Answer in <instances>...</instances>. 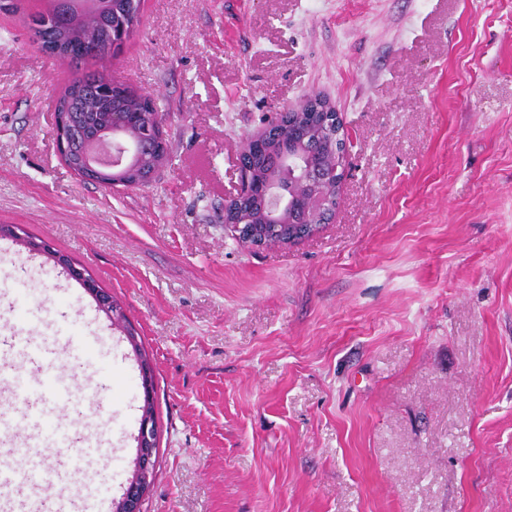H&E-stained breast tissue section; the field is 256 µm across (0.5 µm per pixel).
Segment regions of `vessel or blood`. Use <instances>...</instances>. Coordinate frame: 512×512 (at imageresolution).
I'll return each instance as SVG.
<instances>
[{"mask_svg":"<svg viewBox=\"0 0 512 512\" xmlns=\"http://www.w3.org/2000/svg\"><path fill=\"white\" fill-rule=\"evenodd\" d=\"M22 359L26 367L13 372L8 388L28 405L27 413L18 420L0 419V434L17 438V459L0 464V497L7 496L14 481H22L28 495L11 500V512H42L40 491L55 492L54 512H107L109 495L105 482L94 488L73 491L74 472L80 471L84 460L98 453L94 434L75 431L62 405L71 404L73 390L57 371L55 360L36 341L18 342L14 337L0 338V361ZM77 448L70 474L44 466L31 453L32 448Z\"/></svg>","mask_w":512,"mask_h":512,"instance_id":"1","label":"vessel or blood"}]
</instances>
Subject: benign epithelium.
Segmentation results:
<instances>
[{"instance_id":"1","label":"benign epithelium","mask_w":512,"mask_h":512,"mask_svg":"<svg viewBox=\"0 0 512 512\" xmlns=\"http://www.w3.org/2000/svg\"><path fill=\"white\" fill-rule=\"evenodd\" d=\"M45 27L35 26L31 30L32 40L44 47L51 58L64 62L88 39L69 41L62 49L44 46ZM80 101L72 99L64 111L55 113L56 138L60 154L66 164L82 180L96 183L109 189L131 184L126 181L128 173L139 170L145 177L138 186L152 182L158 165L152 158L168 148L164 125L158 123L145 126L138 137L130 135L135 120L129 112L109 115L107 125L93 126L79 112ZM314 110L331 121L336 128V140L342 141L340 148L349 150L348 137L340 112L324 96L304 100L295 108L285 109L268 124L264 131L248 138L240 152L239 181L235 193L224 201V232L240 245L259 250L270 240L283 246H291L313 236L325 224L334 220L341 195L344 174L338 167L318 164L311 160L310 151L300 142H288V148L280 149L273 158L274 175L255 181L253 153L264 151L275 144L277 130L289 127L294 113ZM258 193L262 199L260 223L244 224L234 218L232 205L245 195ZM27 248L48 256L62 267L89 294L99 310L121 330L135 353L139 364L143 405L136 440V455L133 468L127 479L122 496L113 503V512H143L142 506L155 477L159 454V428L154 408V368L141 355L138 334L127 322L123 309L113 301L112 295L99 286L97 281L68 256L51 250L45 240H25Z\"/></svg>"}]
</instances>
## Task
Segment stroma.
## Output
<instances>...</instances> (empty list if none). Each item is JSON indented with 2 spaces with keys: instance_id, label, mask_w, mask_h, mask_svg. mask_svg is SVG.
I'll return each instance as SVG.
<instances>
[{
  "instance_id": "1",
  "label": "stroma",
  "mask_w": 512,
  "mask_h": 512,
  "mask_svg": "<svg viewBox=\"0 0 512 512\" xmlns=\"http://www.w3.org/2000/svg\"><path fill=\"white\" fill-rule=\"evenodd\" d=\"M0 0V225L83 265L155 370L146 512H512V0H143L106 71L164 117L141 189L55 142L71 77ZM322 95L351 147L334 223L253 251L224 233L242 144ZM98 339L62 374L120 498L143 404L82 286L0 237V331Z\"/></svg>"
}]
</instances>
